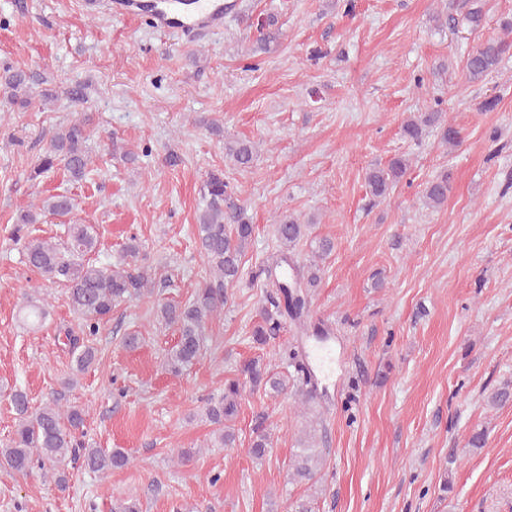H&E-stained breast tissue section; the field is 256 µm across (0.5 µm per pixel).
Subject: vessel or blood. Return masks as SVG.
<instances>
[{"label":"vessel or blood","instance_id":"vessel-or-blood-1","mask_svg":"<svg viewBox=\"0 0 512 512\" xmlns=\"http://www.w3.org/2000/svg\"><path fill=\"white\" fill-rule=\"evenodd\" d=\"M151 19L156 29L204 35L224 26V0H153Z\"/></svg>","mask_w":512,"mask_h":512}]
</instances>
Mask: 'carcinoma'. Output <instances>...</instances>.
I'll return each instance as SVG.
<instances>
[{"label": "carcinoma", "instance_id": "1", "mask_svg": "<svg viewBox=\"0 0 512 512\" xmlns=\"http://www.w3.org/2000/svg\"><path fill=\"white\" fill-rule=\"evenodd\" d=\"M461 23L476 29L485 22L486 13L481 0H461L458 4ZM503 36L490 37L467 55L465 69L469 78L479 80L499 65L503 54L512 47V21L501 23ZM42 79L11 65L0 67V85L10 90L8 103L23 107L32 105L33 88ZM65 94L72 102L83 100L81 89L68 87L61 91L43 90L41 100L47 101ZM90 117L81 115L51 135L47 151L34 168L38 177L56 168L63 169L70 180L80 182L86 178L93 163L87 147ZM435 131L440 141L453 146L457 131L445 120V113L422 112L403 123V136L415 143ZM226 156L233 167L245 170L251 167L255 143L248 139H234L224 143ZM410 159L401 154L391 157L384 166H375L366 173L370 193L386 196L407 174ZM448 173L444 172L428 181L423 199L427 207L438 209L448 199ZM205 205L199 212L196 233L199 250L209 267L210 277L203 279L198 288L184 302H159L155 305L159 324L172 328L177 340L165 355L164 369L175 376L193 369L206 354L205 327L208 320L228 303V289L236 285L242 274V265L253 235L255 225L245 215L233 186L221 170L207 174L204 183ZM75 207L74 198L66 193L50 195L42 201L21 210L15 220L14 234L22 242V259L31 271L52 283L66 287L68 304L82 320L81 335H65L77 371L88 369L98 356L93 337L101 325L107 323L113 310L134 296L151 293L152 278L141 265V244L131 237L123 246L119 263L98 266L88 258L96 251L99 232L94 224H69L66 241H51L31 237L27 225L38 222V213L66 215ZM310 225L303 224L291 215H282L273 224L274 237L281 247V257L274 266L260 269L265 275L270 291L266 292L251 331L252 340L265 347L280 331L284 320L291 319L305 326L303 316L307 307L308 289L320 280L319 266L313 262L306 272L292 262L294 248L308 235ZM47 317L44 304L30 303L22 309L23 321L32 328H39ZM262 392L274 396H295L303 405L315 402L310 391H303L293 376L274 371L271 361L258 356L242 362L237 373L225 379L224 395L209 399L205 408L207 419L219 426L218 440L225 447L236 445L238 435L235 420L246 392ZM19 424L9 441L0 448V464L14 474L26 477L38 467L54 472L56 483L64 488L67 476L62 465L66 462L79 465L93 473L105 475L125 467L128 456L121 450L106 452L88 447L86 441L85 411L79 406L62 407L55 401L32 412L26 392L15 389L10 394ZM492 406L512 402V385L505 384L487 396ZM272 448V429L265 415L255 419L249 438L248 452L261 460ZM323 457L306 445L291 462L293 479L306 484L317 482Z\"/></svg>", "mask_w": 512, "mask_h": 512}]
</instances>
